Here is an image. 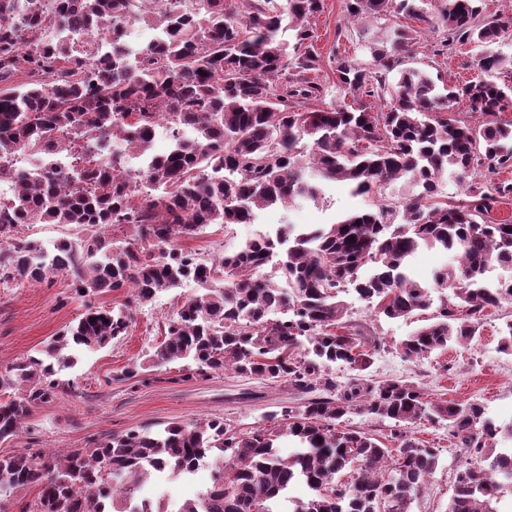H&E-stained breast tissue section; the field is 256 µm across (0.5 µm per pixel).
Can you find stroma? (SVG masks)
Here are the masks:
<instances>
[{"label": "stroma", "mask_w": 512, "mask_h": 512, "mask_svg": "<svg viewBox=\"0 0 512 512\" xmlns=\"http://www.w3.org/2000/svg\"><path fill=\"white\" fill-rule=\"evenodd\" d=\"M392 17L347 23L342 0H324V9L312 21L316 51L321 57L318 78L325 102L336 99L335 54L364 63L369 61L365 33L383 35L395 25ZM419 36L412 66L426 70L444 82H465L472 78L469 63L476 50L466 44L449 53H438L443 36L440 28L415 22ZM397 187L383 188L375 195L355 196L341 183L330 184L321 202L297 203L259 212L252 224L209 225L204 233L183 240L185 249L205 259H215L240 247L257 231L276 225L279 217L289 224H333L346 216L376 209L385 204L399 206ZM199 289L185 281L162 292L151 303L133 307L132 320L125 336L106 347L81 350L75 365L62 369L58 377L67 387L59 398L33 408L21 432L0 442V456L28 448L64 452L89 448L115 434L131 429L162 430L179 422L192 425L221 418L246 431L258 426L264 415L292 404L294 395L287 382L270 383L240 376L231 371L206 377L188 376L182 363L173 362L152 368L151 379H122L121 373L133 364L147 360L164 339L165 323L175 317L183 302ZM351 318L367 334L385 342L367 371L372 382L397 379L424 387L432 398L455 402L478 401L490 417L512 419V356L497 350L498 330L512 319V306L489 312L478 336L467 344H455L438 350L424 360L409 359L397 350V343L416 327L415 322L390 320L379 315L355 293L344 294ZM84 310L75 296L68 277H57L51 284L0 287V367L39 349ZM412 434L422 443L441 449L440 465L425 493L412 505V512H446L453 494L456 467L460 461L452 454L454 445L445 427L421 419L411 424ZM211 483L210 471L189 478L169 480L150 477L138 490L142 499L186 500Z\"/></svg>", "instance_id": "1"}]
</instances>
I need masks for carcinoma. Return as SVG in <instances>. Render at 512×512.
Returning a JSON list of instances; mask_svg holds the SVG:
<instances>
[{"mask_svg":"<svg viewBox=\"0 0 512 512\" xmlns=\"http://www.w3.org/2000/svg\"><path fill=\"white\" fill-rule=\"evenodd\" d=\"M0 0V284H50L70 277L87 310L46 346L0 368V442L18 434L32 407L65 389L57 374L71 352L102 348L126 334L130 304L151 302L186 280L201 293L185 300L166 324L151 356L158 366L183 361L189 374L233 371L284 381L307 396L264 416L266 424L239 432L222 419L163 430H130L59 456L26 451L0 457V512L17 494L37 489L23 512H411L440 461V450L407 426L424 418L448 427L463 449L448 512H496L493 503L512 485V438L476 401L437 400L400 380L372 385L363 372L382 342L348 318L339 294L350 289L389 319L425 323L399 343L409 359H425L451 343L470 342L485 310L512 304V282L490 287V266L512 267V224L486 216L512 197V68L495 50L512 16L486 15L482 0H443L438 16L425 0H343L345 19L370 16L435 23L442 50L481 47L477 71L463 85H439L411 67L417 31L397 25L368 43V68L340 56L336 101L313 109L322 85L312 19L324 0ZM164 33L127 63L129 15ZM59 33L47 40L43 32ZM378 99L372 108L360 99ZM481 117L454 118L460 104ZM167 121L171 148L147 171L150 191L85 146L86 136L121 138L134 146ZM75 154L69 176L50 166L25 175L23 155L49 162ZM486 167L467 183L465 197L440 199L447 174L463 180L474 164ZM403 181L401 209L379 206L335 224L260 233L216 261L178 245L211 224H251L274 205L315 201L325 182H344L357 195ZM28 224L72 225L79 235L47 250L23 235ZM128 224L132 240L117 243L108 229ZM8 246L3 247L1 243ZM422 246L453 254L456 264L434 275L449 291L437 308L432 292L407 273ZM276 261L281 287L264 273ZM123 288L130 301L98 306L87 298ZM355 374L338 382L330 365ZM392 423L388 441L343 428L351 414ZM284 436L300 446L280 455ZM224 462L210 487L176 507L136 496L139 483L171 470L194 473L206 460ZM351 479H345L346 475ZM304 484L305 500H288Z\"/></svg>","mask_w":512,"mask_h":512,"instance_id":"cac0c4a2","label":"carcinoma"}]
</instances>
